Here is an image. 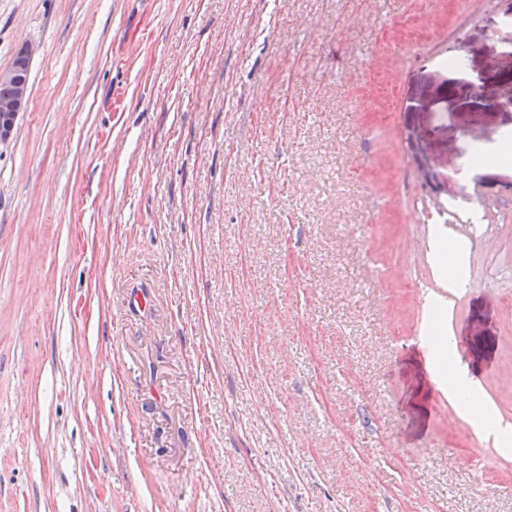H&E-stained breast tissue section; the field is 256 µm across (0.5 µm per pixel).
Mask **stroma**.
Masks as SVG:
<instances>
[{
	"mask_svg": "<svg viewBox=\"0 0 512 512\" xmlns=\"http://www.w3.org/2000/svg\"><path fill=\"white\" fill-rule=\"evenodd\" d=\"M506 8L0 0V512H512ZM32 54V47L23 45L17 51L12 64L7 69L0 71V99H4L0 100L1 141L9 139L14 130L18 115L27 108L29 77V67L27 77V65ZM6 84H10L11 86ZM14 90L15 94L11 97ZM460 90L466 96L477 99L479 104L478 109L482 112H493L512 106L511 94L506 99H502L499 96H489L484 93L480 86H477L473 82L465 83L461 86Z\"/></svg>",
	"mask_w": 512,
	"mask_h": 512,
	"instance_id": "35a3bbf8",
	"label": "stroma"
}]
</instances>
